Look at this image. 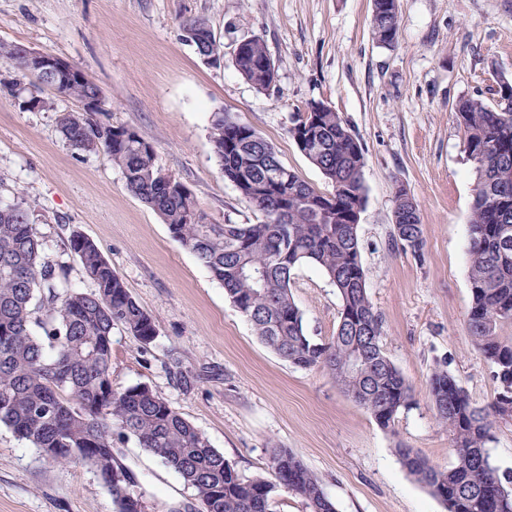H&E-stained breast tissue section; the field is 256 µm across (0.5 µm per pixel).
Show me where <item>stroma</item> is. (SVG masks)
Listing matches in <instances>:
<instances>
[{"instance_id":"1","label":"stroma","mask_w":512,"mask_h":512,"mask_svg":"<svg viewBox=\"0 0 512 512\" xmlns=\"http://www.w3.org/2000/svg\"><path fill=\"white\" fill-rule=\"evenodd\" d=\"M398 8V38L385 48L371 35L370 0H0V43L80 68L102 91L97 119L151 142L158 164L190 188L211 223L263 220L224 179L210 138L218 113L253 127L283 165L324 193L330 184L289 135L299 113L324 102L359 140L366 288L384 351L413 390L389 430L328 370L296 367L266 347L223 286L128 190L121 168L71 149L58 118L80 102L57 95L53 109H26L6 85L29 76L0 63V201L24 199L44 260L84 291L92 283L69 239L76 230L93 240L158 325L146 350L113 330V389L150 386L246 476L273 479L274 450L293 452L337 512H446L396 449H415L441 469L454 462L426 393L436 365L476 406L497 392L467 328L475 175L454 109L470 97L494 104L499 81H512V0H398ZM193 18L205 19L222 44L219 64L185 41L182 23ZM251 38L264 42L277 70L266 91L234 65L238 44ZM400 187L420 211V259L390 246ZM292 294L307 335L330 340L341 300L326 275L301 264ZM114 455L145 489L146 512L191 501L178 474L134 440L115 439ZM0 512L114 508L93 468L48 461L0 426Z\"/></svg>"}]
</instances>
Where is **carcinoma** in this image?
<instances>
[{
    "label": "carcinoma",
    "instance_id": "1",
    "mask_svg": "<svg viewBox=\"0 0 512 512\" xmlns=\"http://www.w3.org/2000/svg\"><path fill=\"white\" fill-rule=\"evenodd\" d=\"M370 28L376 42L395 43L397 0H371ZM183 32L198 55L220 57L205 21L188 20ZM0 59L29 70L22 46L0 43ZM235 65L258 90L275 81L274 63L260 40L244 42ZM96 90L94 84L73 82L60 94L83 101ZM496 94L492 106L480 98L463 99L456 114L477 179L469 224L467 324L501 387L512 386V336L501 334L512 324V82L500 81ZM308 109L310 151L304 156L331 184L330 193L317 191L292 170L288 189L274 186L268 176L281 165L274 146L227 112L213 122L211 141L224 179L262 212L260 224L211 223L188 187L159 167L154 146L137 133L126 135L123 126L98 123L86 111L63 113L59 128L73 150L101 153L122 168L129 191L224 286L262 343L297 367L330 370L345 393L388 430L409 404L412 389L384 353L382 321L360 261L358 225L347 220L366 202L363 148L324 102ZM392 245L422 258L423 228L400 225ZM69 247L94 289L74 288L64 272L44 261L23 203L0 202V425L58 464L94 467L114 512L145 509V492L112 454L116 434L134 439L193 490L187 512H272L280 488L299 497L306 512H337L318 477L294 453H274L275 481L246 477L150 387L112 389V330L123 328L146 350L158 336L157 324L94 241L75 231ZM304 262L321 268L342 309L355 316L340 318L328 342L307 335L292 296L293 272ZM247 266L263 269L262 278L243 275ZM357 354L369 368L338 376ZM426 390L448 429L455 463L442 470L413 449L398 448L403 467L447 512H512V473H499L487 448L494 429L512 423V399L496 396L478 408L440 365Z\"/></svg>",
    "mask_w": 512,
    "mask_h": 512
}]
</instances>
